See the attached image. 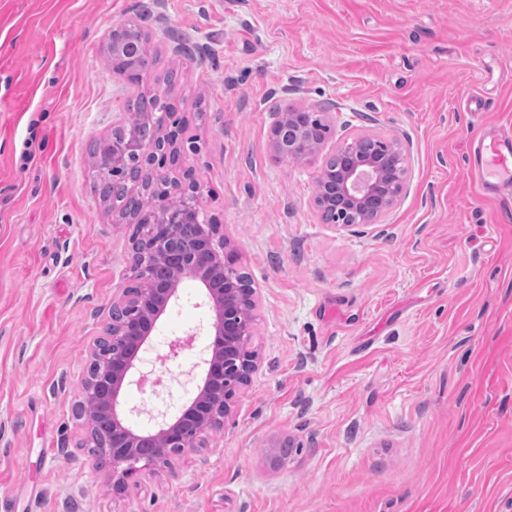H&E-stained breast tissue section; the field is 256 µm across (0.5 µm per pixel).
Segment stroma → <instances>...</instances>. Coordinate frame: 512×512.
I'll use <instances>...</instances> for the list:
<instances>
[{"instance_id": "stroma-1", "label": "stroma", "mask_w": 512, "mask_h": 512, "mask_svg": "<svg viewBox=\"0 0 512 512\" xmlns=\"http://www.w3.org/2000/svg\"><path fill=\"white\" fill-rule=\"evenodd\" d=\"M132 22L141 85L179 73L182 166L258 290L260 364L233 426L118 494L74 407L128 276L90 147L128 119L104 46ZM305 107L323 155L407 147L381 223H321V158L273 153ZM478 122L512 127V0H0V512H512V215L469 179ZM212 322L184 281L139 365L165 387L122 394L131 425L194 398Z\"/></svg>"}]
</instances>
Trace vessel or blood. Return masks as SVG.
<instances>
[{
  "mask_svg": "<svg viewBox=\"0 0 512 512\" xmlns=\"http://www.w3.org/2000/svg\"><path fill=\"white\" fill-rule=\"evenodd\" d=\"M467 167L487 197L512 191V135L484 132L470 139Z\"/></svg>",
  "mask_w": 512,
  "mask_h": 512,
  "instance_id": "1",
  "label": "vessel or blood"
}]
</instances>
